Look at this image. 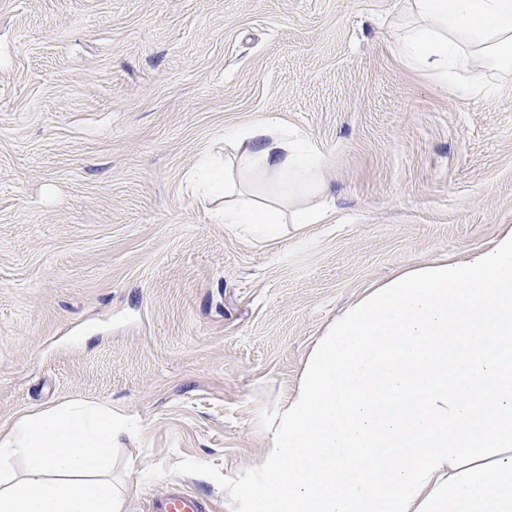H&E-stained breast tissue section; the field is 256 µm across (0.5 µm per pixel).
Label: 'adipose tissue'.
I'll use <instances>...</instances> for the list:
<instances>
[{"label": "adipose tissue", "instance_id": "1", "mask_svg": "<svg viewBox=\"0 0 512 512\" xmlns=\"http://www.w3.org/2000/svg\"><path fill=\"white\" fill-rule=\"evenodd\" d=\"M395 52L440 85L480 54L512 69V0H406ZM201 158V201L259 240L324 220V159L276 120L225 132ZM71 402L0 429V512H123L107 474L132 436ZM24 472L14 476L12 460ZM232 512H512V226L491 246L395 271L331 322L273 413Z\"/></svg>", "mask_w": 512, "mask_h": 512}]
</instances>
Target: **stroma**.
<instances>
[{
	"instance_id": "35a3bbf8",
	"label": "stroma",
	"mask_w": 512,
	"mask_h": 512,
	"mask_svg": "<svg viewBox=\"0 0 512 512\" xmlns=\"http://www.w3.org/2000/svg\"><path fill=\"white\" fill-rule=\"evenodd\" d=\"M402 0H0V428L97 403L124 512L178 481L211 512L326 325L421 259L512 225V72L472 97L406 67ZM273 118L333 210L261 242L193 195Z\"/></svg>"
}]
</instances>
